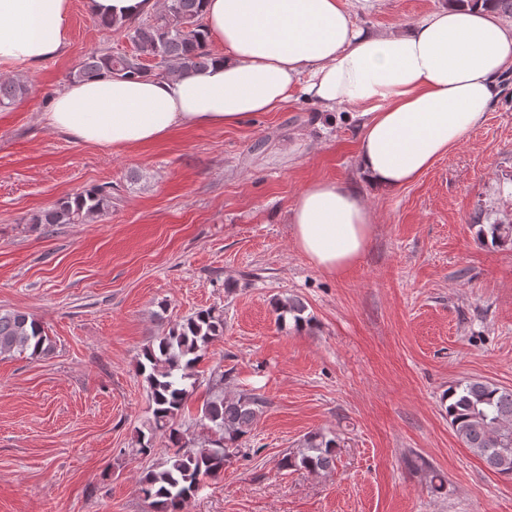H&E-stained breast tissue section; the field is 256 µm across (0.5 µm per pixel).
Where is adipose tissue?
I'll return each instance as SVG.
<instances>
[{
    "label": "adipose tissue",
    "mask_w": 512,
    "mask_h": 512,
    "mask_svg": "<svg viewBox=\"0 0 512 512\" xmlns=\"http://www.w3.org/2000/svg\"><path fill=\"white\" fill-rule=\"evenodd\" d=\"M71 0H0V65L35 66L68 39ZM224 47L203 70L163 78L75 81L49 125L73 140L132 147L181 126H233L301 94L324 110L369 116L355 160L392 190L420 179L483 119L512 67V21L484 7L439 8L401 29L358 28L342 0H206ZM299 250L338 274L366 250L373 212L356 189L309 184L291 209Z\"/></svg>",
    "instance_id": "1"
}]
</instances>
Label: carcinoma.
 <instances>
[{"label":"carcinoma","mask_w":512,"mask_h":512,"mask_svg":"<svg viewBox=\"0 0 512 512\" xmlns=\"http://www.w3.org/2000/svg\"><path fill=\"white\" fill-rule=\"evenodd\" d=\"M203 0H167L163 10L145 18H112L97 24L120 34L132 44V52H92L70 73L72 80L105 76L165 77L206 68L214 59L208 32L202 23ZM28 91L16 79L0 80V108H7ZM112 208V187L92 186L58 200L33 218L35 224H76L93 220ZM477 239L495 247L512 246V224H481ZM298 298L275 304L277 319L290 316L296 328L308 327L313 317ZM224 334V312L201 309L168 328L157 347L142 353L139 371L148 385L152 402V432L167 439L172 453L163 469L148 471L139 480V492L151 512H185L204 479L217 478L240 452L257 417L267 407L258 394L241 392L232 399L212 392L194 416H186L188 400L198 378L196 365L208 344ZM41 324L21 311H0V356L14 352L50 350ZM448 423L455 436L494 473L512 477V389L483 380L451 386L443 396ZM200 427L203 441L187 436L185 425ZM338 439L323 431L307 433L298 449L283 455L281 469L328 471L335 467Z\"/></svg>","instance_id":"1"}]
</instances>
